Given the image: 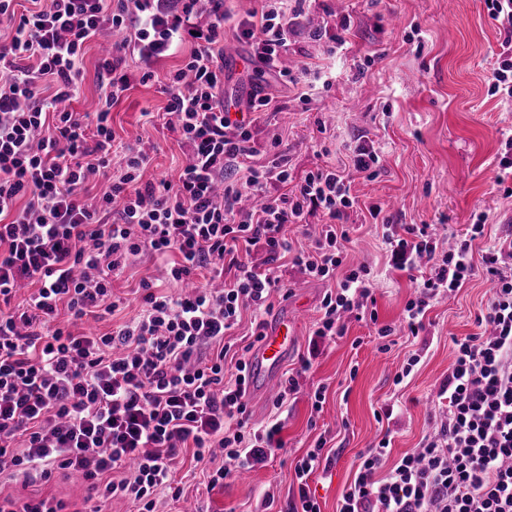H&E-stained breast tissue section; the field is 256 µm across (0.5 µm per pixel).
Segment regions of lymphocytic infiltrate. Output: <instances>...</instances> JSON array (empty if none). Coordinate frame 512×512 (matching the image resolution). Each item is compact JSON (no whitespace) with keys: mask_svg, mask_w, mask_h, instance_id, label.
<instances>
[{"mask_svg":"<svg viewBox=\"0 0 512 512\" xmlns=\"http://www.w3.org/2000/svg\"><path fill=\"white\" fill-rule=\"evenodd\" d=\"M0 0V23L12 29L0 43V303L31 287L25 309L0 311V474L48 479L53 471L80 473L90 499L124 498L137 512H155L159 494L180 499L175 464L183 452L195 463L220 466L210 485L265 462L285 446L282 425L250 422L249 346L232 331L252 313L261 340L272 297L288 299L286 275L335 282L320 303L316 340L343 336L344 316L379 324L366 266L343 269L351 241L347 222L358 204L353 176L375 178L380 155L360 135L348 172L308 171L292 191L285 160L251 166L256 153L247 116L277 113L274 84L298 87L300 102L321 74L305 63L284 67L288 35L301 23L307 0H264L238 20L250 45L252 90L246 102L224 100V55L215 49L228 15L224 0ZM508 31L490 68L492 94L512 103V0H488ZM208 14L199 30L194 21ZM121 31L103 71L109 89L97 112L66 109L79 92L83 46L103 31ZM195 45L183 52L186 34ZM183 54L165 87V111L186 164L171 179L139 185L150 157L119 145L109 123L115 101L129 88L126 56L153 65ZM98 194H90L92 181ZM384 227L394 269L413 275L415 296L405 306L411 334L425 330L433 301L461 288L475 273L474 241L437 249L429 225L394 224L380 205L368 208ZM303 244L293 245L287 225ZM265 253L256 265L252 252ZM149 255L176 292L141 281L140 309L130 321L97 334L50 327L66 310L72 322L100 319L126 300L112 277ZM512 238L482 256L494 288L476 317L478 333L453 337L454 361L440 391L446 406L419 448L389 461L390 441L358 454L352 482L337 512H512ZM317 440L296 462L300 512H320L309 479L326 460Z\"/></svg>","mask_w":512,"mask_h":512,"instance_id":"1","label":"lymphocytic infiltrate"}]
</instances>
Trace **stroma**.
<instances>
[{
  "label": "stroma",
  "mask_w": 512,
  "mask_h": 512,
  "mask_svg": "<svg viewBox=\"0 0 512 512\" xmlns=\"http://www.w3.org/2000/svg\"><path fill=\"white\" fill-rule=\"evenodd\" d=\"M349 30H341L342 16ZM343 49L333 50L335 37ZM506 33L491 18L485 0H311L309 18L292 38L290 52L297 59L312 58L324 71L328 85L318 86L307 103L294 90L276 87L282 114L263 115L254 130L257 152L253 166L270 165L271 140L282 139L293 182L318 165L344 166L348 148L361 132H368L382 153V167L371 180L355 178L352 193L360 201L377 200L395 224H431L440 247L450 234H463L478 215L485 229L476 250H484L512 233V197L495 184V158L512 134V110L489 92V69ZM226 94L247 99L251 90L240 61L247 44L234 30L224 34ZM374 61L356 71L360 56ZM103 57L99 41L86 44L80 93L71 107L87 111L103 93L98 65ZM181 65L173 56L154 65V77L142 81V65L128 60L130 88L111 109L118 141L141 143L150 154L142 182L175 174L187 151L164 117V91L171 73ZM154 113L145 122L144 113ZM354 230L349 259L364 263L376 277L379 319L400 324L411 293L406 274L390 271L382 228L363 208L349 219ZM292 295L274 299L271 316H295V341L283 365L298 368L307 355L309 335L327 283L293 275ZM491 284L483 269L454 294L440 298L426 315L427 329L414 337L399 332L391 349L378 351L373 330L348 320L345 336L321 344L298 394L282 412H275L267 394L250 396L251 422L264 426L272 419L284 425L285 446L273 459L241 477L210 487L207 466L184 458L176 479L180 501L159 497L158 512H290L297 495L294 465L318 438H325L335 454L328 469L313 475L310 486L321 512H336L343 489L353 478L356 455L383 434L392 436V454L417 448L433 425L443 379L454 360L451 339L476 333V316L485 308ZM420 361L402 384L394 377L411 355ZM326 386L321 411H313L308 394ZM394 404L391 419L378 420L383 403ZM59 501L63 512H83L85 482L65 470L32 484L0 476V498L25 502L31 497ZM273 497L264 510L265 497Z\"/></svg>",
  "instance_id": "35a3bbf8"
}]
</instances>
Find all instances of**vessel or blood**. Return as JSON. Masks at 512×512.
<instances>
[{
	"label": "vessel or blood",
	"instance_id": "b4317fda",
	"mask_svg": "<svg viewBox=\"0 0 512 512\" xmlns=\"http://www.w3.org/2000/svg\"><path fill=\"white\" fill-rule=\"evenodd\" d=\"M294 342L291 318L271 322L250 365V382L256 390L270 392Z\"/></svg>",
	"mask_w": 512,
	"mask_h": 512
}]
</instances>
